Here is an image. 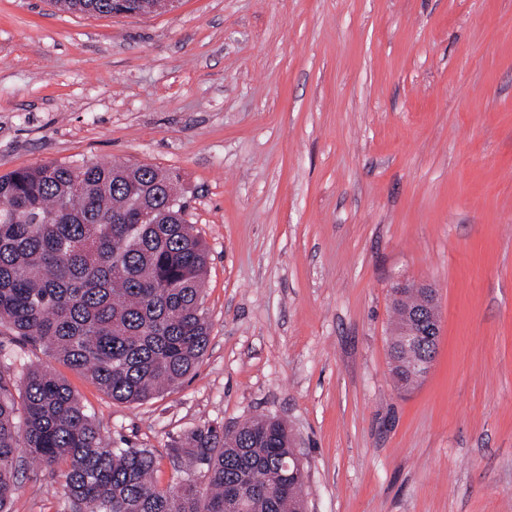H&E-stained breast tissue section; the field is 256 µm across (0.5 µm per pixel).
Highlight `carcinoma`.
Instances as JSON below:
<instances>
[{"mask_svg": "<svg viewBox=\"0 0 512 512\" xmlns=\"http://www.w3.org/2000/svg\"><path fill=\"white\" fill-rule=\"evenodd\" d=\"M63 9L149 15L152 0H55ZM179 174L150 164L42 163L0 176V330L49 349L83 371L113 400L138 403L179 384L209 343L201 308L207 250L187 224ZM154 210L141 223L139 211ZM408 295L393 303L395 328ZM436 353L430 340L403 352L393 377ZM201 488L166 490L152 481L145 448L102 444L92 417L54 373L27 372L14 397L0 374V512H10L23 458L66 461L71 512H305L304 466L281 421L259 416L222 432L197 429L171 445Z\"/></svg>", "mask_w": 512, "mask_h": 512, "instance_id": "carcinoma-1", "label": "carcinoma"}]
</instances>
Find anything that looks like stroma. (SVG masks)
Wrapping results in <instances>:
<instances>
[{
    "label": "stroma",
    "instance_id": "obj_1",
    "mask_svg": "<svg viewBox=\"0 0 512 512\" xmlns=\"http://www.w3.org/2000/svg\"><path fill=\"white\" fill-rule=\"evenodd\" d=\"M180 173L208 250L209 345L182 384L111 397L0 335V374L64 378L105 445L283 421L307 512H512V0H179L87 16L0 0V175ZM435 288V362L390 369L396 283ZM65 464L11 512H70Z\"/></svg>",
    "mask_w": 512,
    "mask_h": 512
}]
</instances>
